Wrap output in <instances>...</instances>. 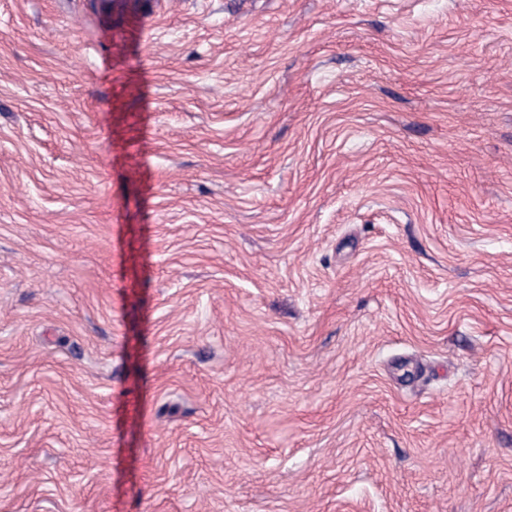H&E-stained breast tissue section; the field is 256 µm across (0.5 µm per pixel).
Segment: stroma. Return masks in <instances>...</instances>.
I'll return each mask as SVG.
<instances>
[{"instance_id":"1","label":"stroma","mask_w":512,"mask_h":512,"mask_svg":"<svg viewBox=\"0 0 512 512\" xmlns=\"http://www.w3.org/2000/svg\"><path fill=\"white\" fill-rule=\"evenodd\" d=\"M0 512H512V0H0Z\"/></svg>"}]
</instances>
